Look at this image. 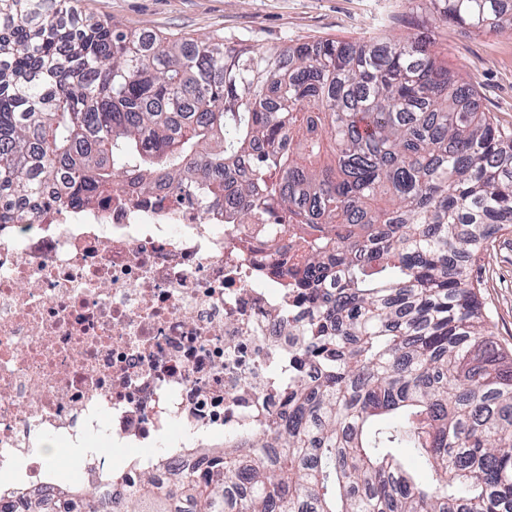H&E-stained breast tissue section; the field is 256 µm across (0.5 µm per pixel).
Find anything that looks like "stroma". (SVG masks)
<instances>
[{
	"label": "stroma",
	"mask_w": 512,
	"mask_h": 512,
	"mask_svg": "<svg viewBox=\"0 0 512 512\" xmlns=\"http://www.w3.org/2000/svg\"><path fill=\"white\" fill-rule=\"evenodd\" d=\"M83 15L127 31L242 38L257 48L291 41L435 34L448 66L475 83L482 108L512 128V37L489 36L405 13L399 0H81ZM499 344L512 351V232L493 234L479 260Z\"/></svg>",
	"instance_id": "stroma-1"
}]
</instances>
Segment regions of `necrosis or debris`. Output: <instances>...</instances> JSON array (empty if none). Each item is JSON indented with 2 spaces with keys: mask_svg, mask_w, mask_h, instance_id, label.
I'll use <instances>...</instances> for the list:
<instances>
[{
  "mask_svg": "<svg viewBox=\"0 0 512 512\" xmlns=\"http://www.w3.org/2000/svg\"><path fill=\"white\" fill-rule=\"evenodd\" d=\"M231 209L120 184L110 202L0 226V512L67 497L47 443L116 510L284 410L316 305L285 284L301 236L269 251Z\"/></svg>",
  "mask_w": 512,
  "mask_h": 512,
  "instance_id": "1",
  "label": "necrosis or debris"
}]
</instances>
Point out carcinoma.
Listing matches in <instances>:
<instances>
[{"label":"carcinoma","mask_w":512,"mask_h":512,"mask_svg":"<svg viewBox=\"0 0 512 512\" xmlns=\"http://www.w3.org/2000/svg\"><path fill=\"white\" fill-rule=\"evenodd\" d=\"M403 6L512 35V0ZM118 181L233 196V223L268 225V247L310 225L289 276L319 299L296 363L320 376L293 380L263 453L148 480L129 512H512V364L469 272L512 224V130L434 41L262 50L0 0V198L89 206ZM33 220L0 209V225ZM32 512L102 508L79 489Z\"/></svg>","instance_id":"carcinoma-1"}]
</instances>
